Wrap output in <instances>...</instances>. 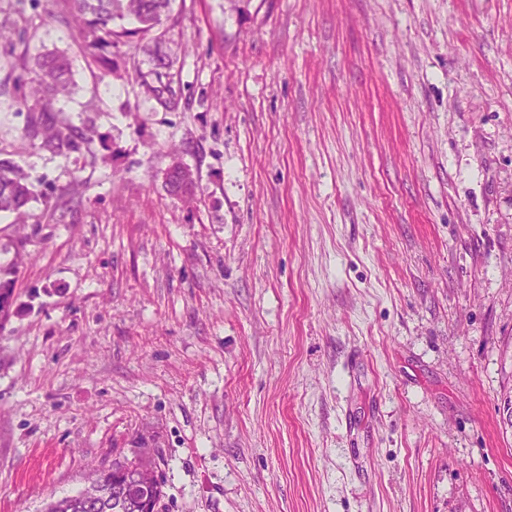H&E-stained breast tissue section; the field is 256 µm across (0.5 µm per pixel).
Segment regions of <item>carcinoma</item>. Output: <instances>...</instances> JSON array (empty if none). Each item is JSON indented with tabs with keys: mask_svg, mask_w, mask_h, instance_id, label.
<instances>
[{
	"mask_svg": "<svg viewBox=\"0 0 512 512\" xmlns=\"http://www.w3.org/2000/svg\"><path fill=\"white\" fill-rule=\"evenodd\" d=\"M60 5L57 17L76 29L79 38L89 50L93 61L106 73L114 70L112 47L123 42L138 48L134 39L154 34L161 43L166 31L163 23L172 19L175 0H55ZM149 74L138 73L141 86L148 98L165 109L178 104L177 94L170 81V71L178 63L176 55L159 49L152 53ZM8 72L17 69L28 75L14 86L16 102L27 112L25 137L30 144L56 156L69 157L79 153L96 164L94 123L76 128L61 107H55L60 97L73 84V60L63 50L49 51L32 57L29 43L11 53L5 63ZM153 79H148V76ZM174 172L165 173V187L169 194L190 198L196 181V172L178 156L173 157ZM38 197L35 187L9 160H0V213L21 217L29 204ZM16 299L13 266L0 265V325L10 316ZM158 471L156 459L140 450L128 459L116 460L108 467L93 469L91 479L109 495L101 506L84 507L73 496L52 499L45 512H157L163 497L164 480L144 484L145 473Z\"/></svg>",
	"mask_w": 512,
	"mask_h": 512,
	"instance_id": "cac0c4a2",
	"label": "carcinoma"
}]
</instances>
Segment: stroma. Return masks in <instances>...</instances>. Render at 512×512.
<instances>
[{
    "label": "stroma",
    "mask_w": 512,
    "mask_h": 512,
    "mask_svg": "<svg viewBox=\"0 0 512 512\" xmlns=\"http://www.w3.org/2000/svg\"><path fill=\"white\" fill-rule=\"evenodd\" d=\"M253 6L176 0L172 110L40 30L103 162L0 96V159L81 202L0 218V512L142 446L158 512H512V0ZM172 163L175 164L173 173H169L168 167L165 173V187L170 195L189 199L193 194L196 181V172L179 156H174ZM15 272L13 266L0 265V327L10 316L16 299Z\"/></svg>",
    "instance_id": "35a3bbf8"
}]
</instances>
